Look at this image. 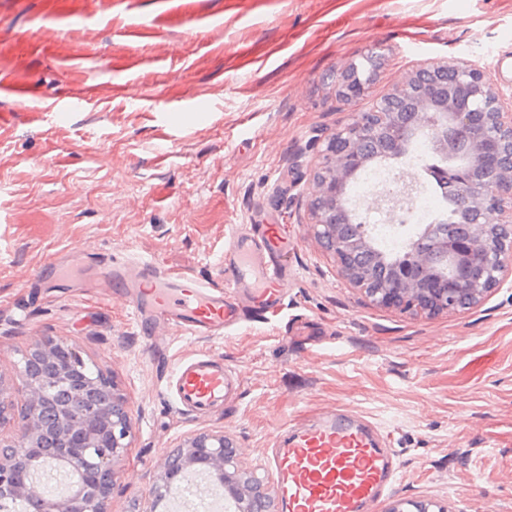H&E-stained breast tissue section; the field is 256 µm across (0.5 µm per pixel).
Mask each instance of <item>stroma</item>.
Instances as JSON below:
<instances>
[{
    "label": "stroma",
    "mask_w": 512,
    "mask_h": 512,
    "mask_svg": "<svg viewBox=\"0 0 512 512\" xmlns=\"http://www.w3.org/2000/svg\"><path fill=\"white\" fill-rule=\"evenodd\" d=\"M372 55L366 97L336 70ZM464 58L512 84V0H0V373L48 337L113 378L131 410L111 512H142L166 453L199 432L267 463L288 427L346 410L386 431L397 483L374 512H512V280L430 317L372 305L310 231L306 198L327 135L416 65ZM288 232L285 307L223 336L143 330L58 254L150 258L214 284L233 228ZM211 355L237 383L197 418L172 373Z\"/></svg>",
    "instance_id": "1"
}]
</instances>
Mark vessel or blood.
<instances>
[{"mask_svg":"<svg viewBox=\"0 0 512 512\" xmlns=\"http://www.w3.org/2000/svg\"><path fill=\"white\" fill-rule=\"evenodd\" d=\"M287 255L280 225L251 224L234 232L224 248L223 286L153 261L109 262L93 281L117 289L140 325L218 336L241 322L244 311L274 316L282 310ZM230 385L223 361L208 356L181 362L174 376L178 405L196 415L223 403ZM268 454L281 512H370L393 490L399 473L381 431L345 411L274 441Z\"/></svg>","mask_w":512,"mask_h":512,"instance_id":"b4317fda","label":"vessel or blood"}]
</instances>
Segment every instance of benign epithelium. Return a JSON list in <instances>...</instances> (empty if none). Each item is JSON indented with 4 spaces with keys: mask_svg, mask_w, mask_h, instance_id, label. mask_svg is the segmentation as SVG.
I'll return each mask as SVG.
<instances>
[{
    "mask_svg": "<svg viewBox=\"0 0 512 512\" xmlns=\"http://www.w3.org/2000/svg\"><path fill=\"white\" fill-rule=\"evenodd\" d=\"M371 74L354 62L339 69L337 86L349 97L363 96ZM462 136L464 160L444 169L465 217L456 233L443 224H420L406 234L392 259L374 245L360 204L349 190L362 168L395 161L420 135L436 156L448 159V131ZM307 209L314 237L330 253L338 274L363 290L369 301L402 313L437 316L472 308L512 278V91L490 82L469 60L424 63L408 79L373 100L371 108L340 123L326 138L323 161L312 174ZM369 251L391 275L376 280L351 259ZM84 361L68 344L47 338L23 353L15 378L0 375V512L44 501L38 476L26 472L46 449L69 478L55 505L62 512H109L115 464L129 448L130 409L110 379L97 372L112 402L83 400L90 382L74 372ZM68 388L72 400L50 406V391ZM21 401V413L5 431V414ZM198 466L223 479L233 508L225 512H277L255 471H244L237 448L222 434L198 433L167 455L165 469L143 512H157L180 476Z\"/></svg>",
    "mask_w": 512,
    "mask_h": 512,
    "instance_id": "obj_1",
    "label": "benign epithelium"
}]
</instances>
